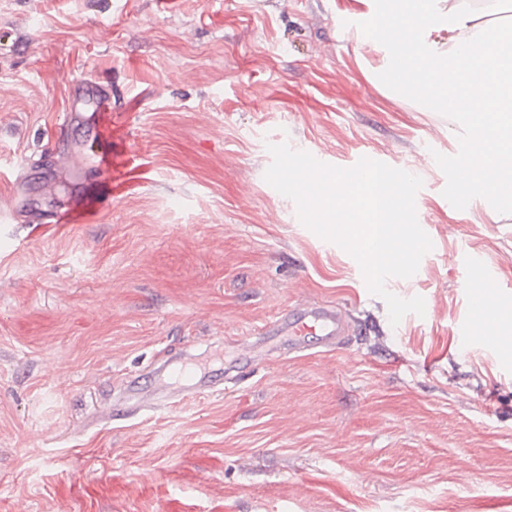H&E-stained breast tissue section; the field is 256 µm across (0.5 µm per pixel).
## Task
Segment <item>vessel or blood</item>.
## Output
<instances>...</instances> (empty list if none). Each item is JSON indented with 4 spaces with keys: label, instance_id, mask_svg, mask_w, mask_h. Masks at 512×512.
Listing matches in <instances>:
<instances>
[{
    "label": "vessel or blood",
    "instance_id": "b4317fda",
    "mask_svg": "<svg viewBox=\"0 0 512 512\" xmlns=\"http://www.w3.org/2000/svg\"><path fill=\"white\" fill-rule=\"evenodd\" d=\"M70 95L74 107L60 114L57 127L61 132H69L83 123L98 128L112 109V91L98 80L77 78L71 85ZM468 265L471 273L466 280L465 333L478 337L486 347L494 349L499 347L500 338L489 328L488 315L497 306L498 282L481 258H469ZM348 332L344 315L331 305L290 310L263 328L264 335L284 337V348L290 353L303 351L311 336L317 338L321 347H339ZM220 386V380L206 371L191 369L188 362L179 361L169 367L161 386L147 382L140 375L127 378L121 398L111 407V415L122 419L143 415L219 391Z\"/></svg>",
    "mask_w": 512,
    "mask_h": 512
}]
</instances>
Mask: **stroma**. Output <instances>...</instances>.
<instances>
[{
	"label": "stroma",
	"mask_w": 512,
	"mask_h": 512,
	"mask_svg": "<svg viewBox=\"0 0 512 512\" xmlns=\"http://www.w3.org/2000/svg\"><path fill=\"white\" fill-rule=\"evenodd\" d=\"M362 0H0V512H512V332L464 335L483 257L512 306V214L443 196L459 125L376 83ZM112 87L115 171L77 186L71 81ZM423 181L437 241L389 291L266 182L270 146ZM24 188H17L18 175ZM52 179L44 190V179ZM36 206L37 224L7 222ZM64 206L90 209L58 224ZM337 305L345 345L286 354L277 312ZM252 358L229 372L238 351ZM190 355L224 390L129 420L103 402Z\"/></svg>",
	"instance_id": "stroma-1"
}]
</instances>
